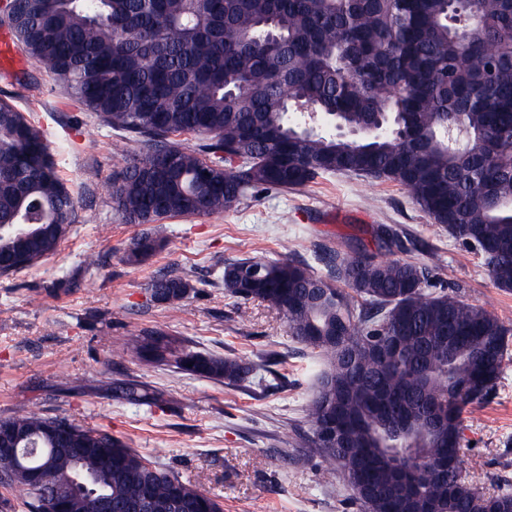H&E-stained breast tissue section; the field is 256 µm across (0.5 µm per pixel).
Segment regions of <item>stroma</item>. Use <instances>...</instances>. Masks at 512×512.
Returning <instances> with one entry per match:
<instances>
[{
    "label": "stroma",
    "mask_w": 512,
    "mask_h": 512,
    "mask_svg": "<svg viewBox=\"0 0 512 512\" xmlns=\"http://www.w3.org/2000/svg\"><path fill=\"white\" fill-rule=\"evenodd\" d=\"M27 86L0 71V99L45 134L76 201V222L42 264L0 277V418L25 408L104 428L151 463L196 485L224 512H358L343 480L320 478L321 458L299 446L309 433L317 385L312 350L289 334L268 304L224 290L226 263L295 260L325 276L335 249L428 265L436 290L458 295L512 327V290L497 288L482 254L434 223L400 186L325 173L306 186L262 191L219 215L125 223L112 205L117 133L75 101L34 61ZM391 227L398 246L379 250L373 232ZM152 232L161 249L130 264L134 238ZM100 255L98 267L84 264ZM171 269L194 286L177 307L156 303L154 277ZM158 329L195 350L248 363L236 385L198 378L126 352L123 338ZM129 379L164 392L168 405H131L105 383ZM465 480L489 495L512 489V354L483 404L463 415Z\"/></svg>",
    "instance_id": "obj_1"
}]
</instances>
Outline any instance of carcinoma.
Masks as SVG:
<instances>
[{
    "label": "carcinoma",
    "instance_id": "1",
    "mask_svg": "<svg viewBox=\"0 0 512 512\" xmlns=\"http://www.w3.org/2000/svg\"><path fill=\"white\" fill-rule=\"evenodd\" d=\"M0 19L27 57L55 74L100 120L127 137L112 153L136 158L112 175V204L128 224L210 216L251 191L296 189L323 173H353L401 186L448 233L477 246L493 282L512 288V0H9ZM361 130L375 113L390 131L362 141L327 127L290 132L304 111ZM477 143L450 148L448 131ZM183 134L205 141L187 147ZM75 223V202L50 145L26 116L0 102V276L57 253ZM29 225L17 237L8 226ZM159 240L134 239L127 260ZM336 282L291 261L224 265L230 295L281 313L290 335L321 365L302 444L341 475L360 512H386L398 488L424 512H512V491L477 493L458 473L464 412L495 387L512 328L481 307L428 289L429 269L395 258L336 250ZM174 306L190 280L167 272L150 286ZM379 337L383 348L371 345ZM138 358L234 385L250 367L204 354L174 336L142 331L123 340ZM132 405L163 402L133 381L112 383ZM340 422L345 447L321 433ZM0 432L54 449L53 478L91 474L115 507L150 497L155 512H223L199 487L161 470L111 433L25 409ZM112 455L73 458L60 438ZM39 512L16 473L0 484ZM64 512H90L78 491Z\"/></svg>",
    "mask_w": 512,
    "mask_h": 512
}]
</instances>
